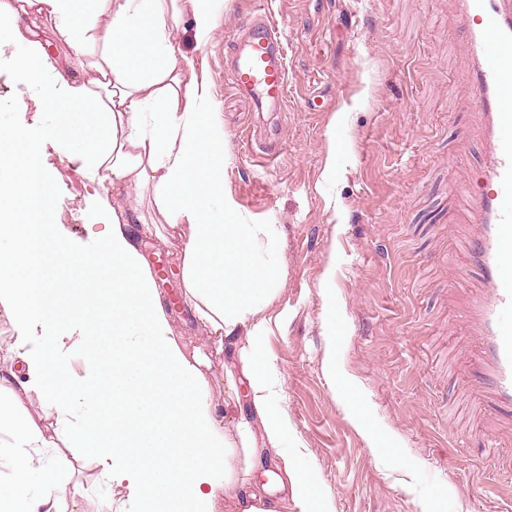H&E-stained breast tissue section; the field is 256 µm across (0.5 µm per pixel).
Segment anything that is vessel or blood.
Listing matches in <instances>:
<instances>
[{
    "label": "vessel or blood",
    "mask_w": 512,
    "mask_h": 512,
    "mask_svg": "<svg viewBox=\"0 0 512 512\" xmlns=\"http://www.w3.org/2000/svg\"><path fill=\"white\" fill-rule=\"evenodd\" d=\"M468 20L472 65L467 83L483 117L487 161L482 185L469 195L476 222L462 243L467 270L483 286L467 297L470 333L461 344L465 386L479 413L512 428V0H457ZM245 50L230 68L234 88L284 103L288 70L279 30L266 6L238 26Z\"/></svg>",
    "instance_id": "1"
}]
</instances>
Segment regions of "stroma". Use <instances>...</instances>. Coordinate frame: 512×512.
<instances>
[{
	"label": "stroma",
	"mask_w": 512,
	"mask_h": 512,
	"mask_svg": "<svg viewBox=\"0 0 512 512\" xmlns=\"http://www.w3.org/2000/svg\"><path fill=\"white\" fill-rule=\"evenodd\" d=\"M286 50L283 114L258 111L251 95L230 88L226 44L254 0H224L207 42L191 27L177 38L187 57L207 63L224 128V190L235 210L281 232L286 279L264 311V352L281 384L285 443L310 473L321 512H512V432L480 424L454 367L466 332L459 287L480 280L465 271L449 231L471 217L464 182L485 163L463 77L470 57L466 23L454 0H268ZM28 32L0 30V126L40 135L37 90L17 80L23 50L42 51L46 82L82 78L48 25L20 17ZM17 27V28H18ZM277 131V154H247V132ZM55 182L60 236L74 253L97 249L112 221L83 163L46 143ZM128 231L149 270L165 265L159 286L172 331L186 353L200 352L215 403L224 401V362L213 335L192 310L183 280L185 238ZM344 369L367 408L369 426L393 436L412 477L385 467L351 423L336 391ZM60 455L62 495L75 512H101L105 500L127 512L125 487L98 480L80 448Z\"/></svg>",
	"instance_id": "obj_1"
}]
</instances>
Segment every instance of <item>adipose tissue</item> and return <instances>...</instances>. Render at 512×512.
Masks as SVG:
<instances>
[{"mask_svg":"<svg viewBox=\"0 0 512 512\" xmlns=\"http://www.w3.org/2000/svg\"><path fill=\"white\" fill-rule=\"evenodd\" d=\"M52 22L67 53L98 54L94 75L62 88L44 84L46 61L19 54L20 81L39 86V110L53 121L42 138L0 128V310L12 350L39 409L74 425L99 476L126 484L129 512H216L219 496L240 512H275L252 475L290 432L277 406L280 383L264 354L262 312L286 270L276 225L228 224L224 211V131L205 74L186 60L175 33L191 18L197 41L213 33L216 0H20ZM62 141L99 188L123 183L152 190L164 224L187 226L184 283L198 318L229 362L226 394L234 415L211 398L201 354L186 357L147 264L120 214L89 254H72L58 234L54 187L42 164L46 143ZM154 333L142 344L137 329ZM107 357L117 394L71 377L66 357ZM0 368V433L16 447L10 501L1 512H68L52 462L34 464L44 436ZM296 512H314L315 491L295 457L283 460ZM39 484L38 497L28 495Z\"/></svg>","mask_w":512,"mask_h":512,"instance_id":"adipose-tissue-1","label":"adipose tissue"}]
</instances>
